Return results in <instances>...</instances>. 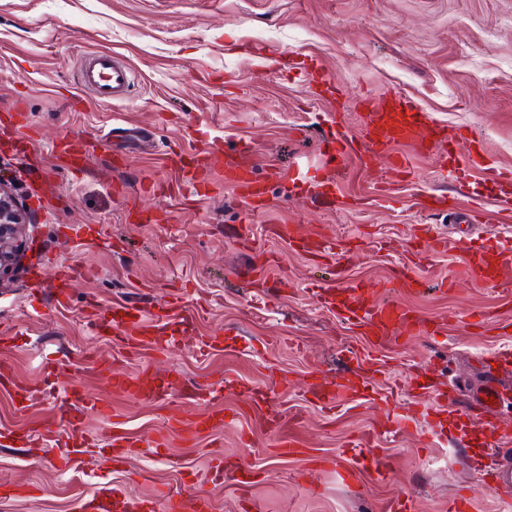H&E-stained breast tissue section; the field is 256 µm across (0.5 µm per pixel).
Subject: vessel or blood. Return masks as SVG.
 <instances>
[{
  "mask_svg": "<svg viewBox=\"0 0 512 512\" xmlns=\"http://www.w3.org/2000/svg\"><path fill=\"white\" fill-rule=\"evenodd\" d=\"M131 83L130 69L119 63L114 55L99 53L86 58L80 65V86L92 92L98 102L109 103L123 99ZM447 137L445 125L423 112L415 101L395 92L389 94L381 106H368L363 113L361 141L337 135L335 168L343 170L345 160L351 155L362 158L387 153L391 156L394 171L405 175L409 172V161L406 156L391 154L393 144H408L422 154L438 149ZM85 154L84 143L71 140L64 144L57 156L63 159L70 172L77 173L82 169ZM189 159L194 166L196 181H208L214 170L223 169L225 184L233 186L238 192L247 208L248 216L254 217L264 211L265 189L254 178L249 164L234 159L224 162L216 154L203 150L190 153ZM266 232L286 240L295 252L308 256L311 261L325 268L327 278L322 281L315 297L324 305L334 304L336 282L342 273L343 251L338 242L321 230H304L288 224L267 227ZM55 269L58 281L55 301L58 309L62 310L69 301L71 283L77 279L92 277L93 271L64 260L56 261ZM473 280L492 286L511 284L512 255L501 250L470 251L466 254L461 269L440 278L439 285L442 290L447 291ZM344 294L348 320L374 347H382L400 337L409 339L429 333L423 320L414 316L409 308L393 299H378L377 287L357 282L346 287ZM85 321L98 335L111 333L122 337L125 351L132 358L145 349L168 350L172 342L166 321L155 319L139 308L122 303L90 306L85 313ZM459 323L505 329L512 326V319L488 310H472L462 316L443 317L437 328L444 332L448 327ZM98 364L102 370L111 372L113 390L133 397L157 398L160 391L156 383L157 377L149 370H142L136 375L117 373L113 371L112 360L107 356L99 357ZM479 365V376L467 386L466 395L481 411L478 426L483 432L486 447L492 450V455L489 460H477L475 467L480 471L494 469L497 473V494L503 498H511L512 464L506 463L499 451L512 445V425L502 421L498 406L505 402L512 403V348H499L492 360H480ZM0 387L11 388L18 410L29 408L33 400L32 391L16 383L11 367L4 363L0 364ZM305 392L322 407L335 409L353 401L358 390L347 382L327 383L314 377L306 382ZM394 396V389H387L381 393L380 401L392 424L391 431L395 434L408 430L414 420V411L426 412L431 408L430 403L415 400L409 404L407 412L400 413L392 406ZM58 411V421L54 426L46 428L45 434L54 438L63 436L71 442L72 447L63 459L65 466L69 467L77 463L82 452L83 418L91 413L103 416L107 410L99 406L95 396L73 390L66 393ZM223 423L224 410L220 407L193 420H184L176 413L169 418L170 427L183 432L190 441L200 437L203 431ZM269 430L278 436L274 445L277 456L299 459L308 465L317 463V456L313 455L306 444L291 438H280V421H271ZM379 437V432L372 431L361 434L353 441L354 454L343 470L345 478L351 480L365 472L375 474L382 480L388 478L385 457L374 450ZM160 506L164 507L165 512H211L209 498L194 491L167 495L159 501H134L106 486L83 499L80 512H156Z\"/></svg>",
  "mask_w": 512,
  "mask_h": 512,
  "instance_id": "obj_1",
  "label": "vessel or blood"
}]
</instances>
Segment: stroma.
Returning a JSON list of instances; mask_svg holds the SVG:
<instances>
[{"instance_id":"35a3bbf8","label":"stroma","mask_w":512,"mask_h":512,"mask_svg":"<svg viewBox=\"0 0 512 512\" xmlns=\"http://www.w3.org/2000/svg\"><path fill=\"white\" fill-rule=\"evenodd\" d=\"M93 52L116 54L132 70L122 101L102 104L81 91L80 62ZM316 73L332 79L335 100L312 95ZM392 91L459 133L447 144L449 167L463 166L475 141L496 165L512 169V0H0V114L21 108L35 145L27 156L9 150L14 132L0 127V180L29 211L31 245L0 280V360L35 390L20 413L9 390L0 389V429L46 426L66 390L77 388L111 412L85 418L88 441L113 425L139 441L123 461L92 454L68 469L58 464V442L0 445V478L21 486L0 493V512H76L103 486L134 499L192 489L210 497L211 512H384L395 496L412 499L416 512H445L457 494L468 496V512H512L470 465L483 438L461 404L449 408L439 437H381L389 479L368 473L342 482L339 465L351 440L378 424L377 391L365 387L358 402L333 413L306 401L296 384L312 371L354 377L347 350L368 349V340L341 311L315 303L310 290L322 273L285 240L259 238V248L280 261L258 270L254 250L236 241L245 205L233 188L216 176L189 193L169 165L174 155L202 148L222 158L247 150L268 190L264 224L300 222L359 238L358 253L343 263L345 286L391 280L419 230L450 232L451 215L422 211V190L456 195L463 207L479 199L476 225L456 249L426 257L444 274L459 267L465 250L500 244L512 209L485 174L452 181L433 155L397 144L394 152L411 157V173L389 197L377 191L392 176L386 159L366 168L353 157L334 186L346 208L328 210L306 196L330 176L321 155L330 119L358 136L357 100ZM296 128L307 130L305 141L294 139ZM77 136L98 143L76 176L58 166L53 147ZM276 167L302 177L281 186L271 176ZM99 225L110 228L111 246L97 237ZM55 257L97 271L73 283L62 314L50 307L55 278L48 261ZM263 275L288 278L291 286L262 293L256 281ZM398 298L430 324L476 307L512 315V285ZM92 299L155 312L179 301L186 317L170 326L176 347L127 360L118 337L88 329L84 311ZM500 345L512 346V335L463 327L377 355L392 377L421 366L434 381L460 386L474 379L476 358ZM101 354L118 369L148 366L176 381L161 400L115 393L98 371ZM51 359L62 370L48 379ZM214 390L224 397L223 429L194 442L169 429L173 409L194 417L209 408ZM274 413L283 435L308 442L331 465L299 477L300 463L272 451L266 420ZM159 434L166 446L148 447ZM222 455L254 471L250 489L211 482Z\"/></svg>"}]
</instances>
